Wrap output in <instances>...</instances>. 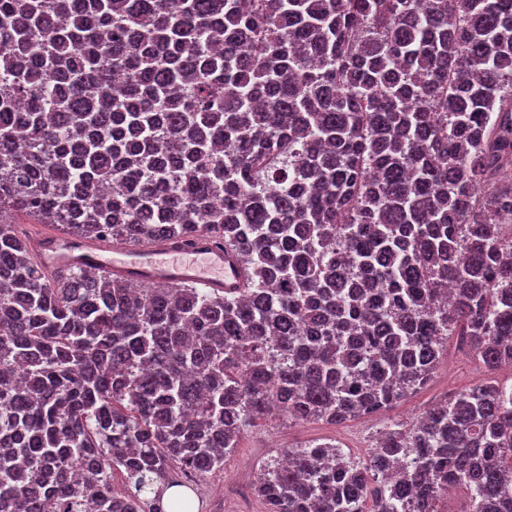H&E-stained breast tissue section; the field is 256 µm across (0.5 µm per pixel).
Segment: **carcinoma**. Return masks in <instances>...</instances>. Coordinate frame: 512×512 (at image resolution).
I'll list each match as a JSON object with an SVG mask.
<instances>
[{
  "label": "carcinoma",
  "instance_id": "carcinoma-1",
  "mask_svg": "<svg viewBox=\"0 0 512 512\" xmlns=\"http://www.w3.org/2000/svg\"><path fill=\"white\" fill-rule=\"evenodd\" d=\"M0 214L212 234L241 288L44 271L0 222V512H166L277 410L512 367V0H0ZM120 472L123 489L112 487ZM512 512V388L260 470L265 512Z\"/></svg>",
  "mask_w": 512,
  "mask_h": 512
}]
</instances>
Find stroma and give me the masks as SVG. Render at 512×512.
<instances>
[{
	"label": "stroma",
	"mask_w": 512,
	"mask_h": 512,
	"mask_svg": "<svg viewBox=\"0 0 512 512\" xmlns=\"http://www.w3.org/2000/svg\"><path fill=\"white\" fill-rule=\"evenodd\" d=\"M504 370H488L471 355L457 337H449L431 380L401 404L371 417L342 422H292L276 417L246 431L225 462L223 471L196 479L190 494L195 512H263L254 492L260 469L271 459L291 448L312 443H333L352 458H365L380 434L393 422L415 421L426 411L455 393L488 380H503Z\"/></svg>",
	"instance_id": "obj_1"
}]
</instances>
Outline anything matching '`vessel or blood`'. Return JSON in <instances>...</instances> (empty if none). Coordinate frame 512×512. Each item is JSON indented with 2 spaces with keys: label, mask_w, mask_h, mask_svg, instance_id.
Listing matches in <instances>:
<instances>
[{
  "label": "vessel or blood",
  "mask_w": 512,
  "mask_h": 512,
  "mask_svg": "<svg viewBox=\"0 0 512 512\" xmlns=\"http://www.w3.org/2000/svg\"><path fill=\"white\" fill-rule=\"evenodd\" d=\"M37 258L49 272L93 267L145 285L192 284L217 292L239 287L244 279L220 241L197 233L143 247L50 233L39 238Z\"/></svg>",
  "instance_id": "obj_1"
}]
</instances>
